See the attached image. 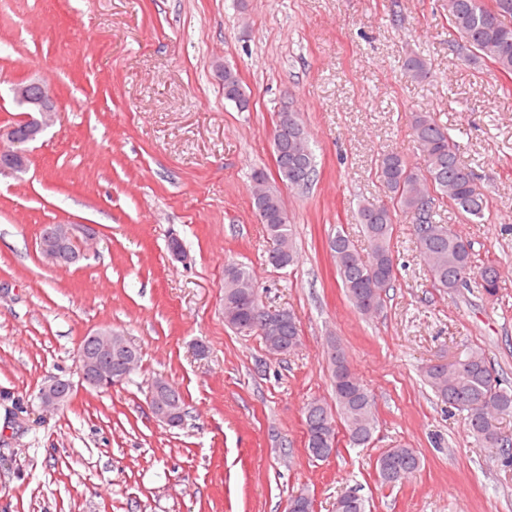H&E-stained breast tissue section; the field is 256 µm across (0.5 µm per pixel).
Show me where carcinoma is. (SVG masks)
I'll use <instances>...</instances> for the list:
<instances>
[{"instance_id":"1","label":"carcinoma","mask_w":512,"mask_h":512,"mask_svg":"<svg viewBox=\"0 0 512 512\" xmlns=\"http://www.w3.org/2000/svg\"><path fill=\"white\" fill-rule=\"evenodd\" d=\"M447 11L448 21L461 40L465 60L475 65L490 62L498 72L511 76L512 0H448ZM402 71L407 78L421 81L427 78L429 65L422 56L410 54L402 61ZM224 99L241 112L249 110V97L237 71L228 66L224 67ZM410 125L423 166L410 164L404 154L394 149L378 156L376 176L386 200L361 201L355 212L366 247L358 250L342 230L328 241L342 288L353 308L365 316L382 311L386 291L396 278L391 240L393 224L400 215L412 224L416 249L434 287L455 295L474 286L493 297L502 280L495 265L476 268L471 242L437 220L436 202L440 200L470 218H483L489 207L475 174L461 159L459 143L431 112L412 113ZM273 146L280 181L291 188L308 187L315 174V157L301 119L291 124L283 113H278ZM251 182L254 213L274 243L267 261L277 268L291 266L296 256L294 230L283 216L280 194L262 169L253 172ZM251 281L253 277L247 267L228 265L224 271V302L244 294L239 285ZM261 318V314L247 311L234 316L224 312L228 327L241 336L260 337L267 349L277 346L290 353L300 346V329L293 313H288L276 334L262 330ZM329 365L336 414L350 445L364 448L371 444L375 433V398L352 368L332 361ZM423 378L448 409L464 414L467 429L478 444L509 451L512 442L508 438L488 435L485 416L497 410L502 417H512V386L502 385L484 349L467 346L449 362L439 358L431 361L424 367ZM326 415L331 412L321 401H310L305 407L306 430L317 431ZM336 445L337 431L331 428L326 439L318 444L326 453L312 451L310 456L326 460L327 453L335 450ZM420 468L421 457L413 448H389L376 460L379 482L388 487L401 483L395 471L404 470L412 475ZM336 503L345 504L344 512H367V500L356 490L341 494Z\"/></svg>"}]
</instances>
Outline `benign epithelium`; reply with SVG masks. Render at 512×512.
<instances>
[{
  "label": "benign epithelium",
  "instance_id": "7a95c632",
  "mask_svg": "<svg viewBox=\"0 0 512 512\" xmlns=\"http://www.w3.org/2000/svg\"><path fill=\"white\" fill-rule=\"evenodd\" d=\"M13 98L25 112V136L16 132L12 126L7 132H0V171L22 172L28 166V145L37 141L54 124L57 112L53 96L46 84L39 80L18 82L12 88ZM75 226L71 224H46L40 234L38 246L43 259L50 265L62 267L78 261L79 253L74 247ZM262 326L274 331L287 316V312L261 307ZM97 344V353L93 357L84 356L79 361L81 379L92 377L91 384L108 389L118 384L136 361V356L120 334L109 328H102L92 334ZM122 353L126 356L124 368L112 370V355ZM63 384L56 383L43 388L38 396L45 408H53L64 401ZM153 401L150 402L152 414L160 423L167 426L177 424L178 412L160 401L163 383L153 384Z\"/></svg>",
  "mask_w": 512,
  "mask_h": 512
}]
</instances>
